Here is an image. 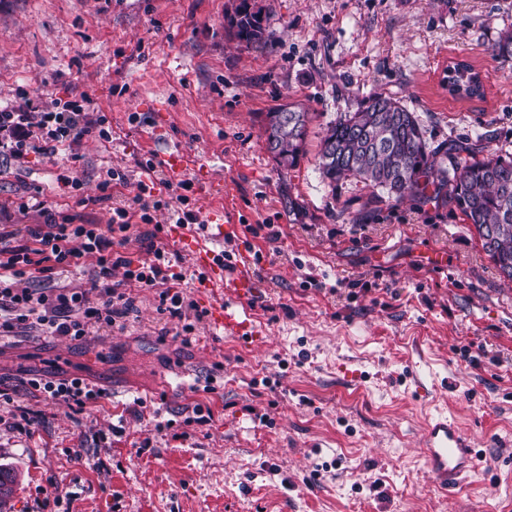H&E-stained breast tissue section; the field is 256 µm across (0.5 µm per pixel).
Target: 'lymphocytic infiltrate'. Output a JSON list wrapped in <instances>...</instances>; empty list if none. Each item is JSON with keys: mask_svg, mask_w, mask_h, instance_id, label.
<instances>
[{"mask_svg": "<svg viewBox=\"0 0 512 512\" xmlns=\"http://www.w3.org/2000/svg\"><path fill=\"white\" fill-rule=\"evenodd\" d=\"M91 98L65 101L62 111H48L33 104L21 108L0 107V132L9 133L13 139L15 155L26 152L56 154L66 142L88 135L92 124L85 111ZM133 208L116 207L112 210V222L108 227L98 224H78L73 217L56 219L50 208H43L44 221L31 224L25 230L8 229L0 225V311L7 317L0 321V334L11 335L15 330L38 325L49 337L80 339L85 334L83 320H76V313L84 318L111 327L127 318L132 309V299L112 284V271L123 268L124 283L140 288L160 287L159 311L173 316H183L187 310L179 293L167 290L169 282L179 280L173 272L165 248L152 249L154 258L148 262L133 263L121 249L129 240L128 232L133 221L153 224L148 239L154 240L162 225L154 224L153 214L165 206L167 197H175L182 208L176 221L195 224L197 212L184 206L185 191L189 182L172 185L160 180L158 187L137 183ZM92 267L95 279L91 289L83 291L44 292L34 289L37 277H45L57 269ZM123 283V284H124ZM29 389L43 394L45 400L62 401L77 409L104 399V389L95 388L79 377L47 379L36 375L27 381Z\"/></svg>", "mask_w": 512, "mask_h": 512, "instance_id": "f902f5d3", "label": "lymphocytic infiltrate"}]
</instances>
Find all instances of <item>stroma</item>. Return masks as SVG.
Here are the masks:
<instances>
[{
  "label": "stroma",
  "mask_w": 512,
  "mask_h": 512,
  "mask_svg": "<svg viewBox=\"0 0 512 512\" xmlns=\"http://www.w3.org/2000/svg\"><path fill=\"white\" fill-rule=\"evenodd\" d=\"M241 1L0 0V105L85 92L89 120L112 134L54 156L1 152L0 224L43 223V202L109 224L147 178L139 161L181 147L190 209L237 226L215 250L250 264L263 328L243 344L203 320L185 346L157 289L134 287L123 325L0 338L11 512H512V282L453 204L377 202L315 169L327 122L378 94L415 112L430 149L512 154V61L493 54L512 0H245L264 45L234 38ZM455 61L479 73L483 98L449 93ZM294 101L310 122L287 170L264 118ZM113 169L129 185L96 203ZM204 172L215 192L200 189ZM35 372L108 397L73 412L29 392ZM23 407L37 426L22 427ZM198 407L209 421L192 422ZM439 414L482 459L450 490L421 451Z\"/></svg>",
  "instance_id": "stroma-1"
}]
</instances>
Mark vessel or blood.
<instances>
[{"label": "vessel or blood", "mask_w": 512, "mask_h": 512, "mask_svg": "<svg viewBox=\"0 0 512 512\" xmlns=\"http://www.w3.org/2000/svg\"><path fill=\"white\" fill-rule=\"evenodd\" d=\"M159 168L171 181H178L188 168V157L182 148L160 152L156 158ZM170 238L182 245L192 257L202 276L198 283L203 291L221 293L222 298L209 306L208 319L224 337L238 342L254 340L260 333L251 313L250 302L258 282L249 267L243 264L235 270L225 269L212 244L223 240V224L210 227L208 237H201L186 224L167 227ZM474 438L445 416L433 418L425 430L423 454L427 465L442 487L457 484L462 476L477 468Z\"/></svg>", "instance_id": "1"}]
</instances>
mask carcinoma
Instances as JSON below:
<instances>
[{
  "label": "carcinoma",
  "mask_w": 512,
  "mask_h": 512,
  "mask_svg": "<svg viewBox=\"0 0 512 512\" xmlns=\"http://www.w3.org/2000/svg\"><path fill=\"white\" fill-rule=\"evenodd\" d=\"M231 27L249 43L267 41L263 19L246 7L231 20ZM448 91L467 99L484 95L478 74L461 61L448 68ZM308 123L309 113L298 105L266 113V146L279 166H297ZM317 170L333 191L340 181L355 179L380 200L448 197L474 227L499 274L512 282V156L450 145L439 157L429 149L414 113L390 97L376 95L326 125Z\"/></svg>",
  "instance_id": "carcinoma-1"
}]
</instances>
